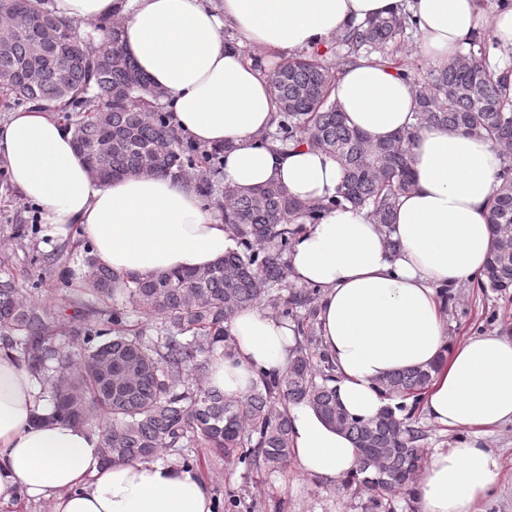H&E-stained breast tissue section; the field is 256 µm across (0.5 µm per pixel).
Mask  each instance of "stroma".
<instances>
[{"label":"stroma","instance_id":"obj_1","mask_svg":"<svg viewBox=\"0 0 512 512\" xmlns=\"http://www.w3.org/2000/svg\"><path fill=\"white\" fill-rule=\"evenodd\" d=\"M4 166L0 159V254L14 252L19 270L27 267L30 254L57 255L59 269L69 271L71 281H79L84 272L81 256L85 245L80 226H70L67 236L60 239L46 238L39 230L30 232L24 240L15 239V225L31 223L35 206L23 200L8 176L2 175ZM450 294L444 314L452 340L512 330V291L483 292L463 284L451 289ZM488 443L499 459L500 470L484 510L512 512V424L497 429ZM184 456L201 460L200 472L215 495V512H418L406 493L388 495L376 507L364 490L309 477L292 462L277 471L248 468L226 463L203 448L166 452L162 458L177 462Z\"/></svg>","mask_w":512,"mask_h":512}]
</instances>
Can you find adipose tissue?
<instances>
[{
    "instance_id": "obj_1",
    "label": "adipose tissue",
    "mask_w": 512,
    "mask_h": 512,
    "mask_svg": "<svg viewBox=\"0 0 512 512\" xmlns=\"http://www.w3.org/2000/svg\"><path fill=\"white\" fill-rule=\"evenodd\" d=\"M419 21V48L451 61L479 27L481 0H52L63 21H121L122 44L151 85L165 91L173 126L200 145L231 142L224 181L250 188L278 183L303 200L334 197L342 170L331 155L302 144L260 143L276 107L267 63L310 49L348 26L384 16L401 2ZM237 37L224 38L225 24ZM336 100L349 126L379 142L409 129L415 87L374 57L340 74ZM413 189L390 230L365 211H329L297 234L291 280L321 290L322 348L335 367L345 411L370 419L397 407L381 382L434 367L428 417L454 431L432 449L411 488L419 512H482L499 475L488 436L512 423V332L450 340L438 292L477 279L491 248L487 222L501 159L489 142L460 131L422 129L410 147ZM0 159L20 195L42 210L47 238L80 225L99 265L118 275L207 267L235 242L186 178L94 179L72 132L29 108L0 123ZM233 356H215L211 386L246 395L261 376L285 373L297 343L292 325L258 309L229 323ZM27 368L0 351V502L50 499L51 512H213L212 487L197 469L146 460L104 466L101 439L50 411ZM293 458L308 476L352 477L359 458L349 438L309 404L291 406Z\"/></svg>"
}]
</instances>
